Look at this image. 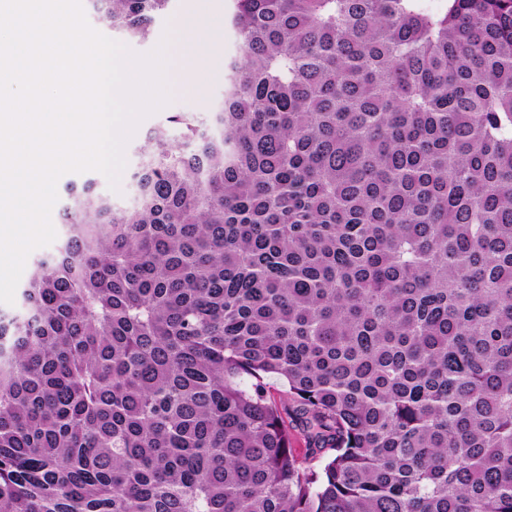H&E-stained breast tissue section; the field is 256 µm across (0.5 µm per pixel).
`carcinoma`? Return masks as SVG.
<instances>
[{
  "instance_id": "cac0c4a2",
  "label": "carcinoma",
  "mask_w": 512,
  "mask_h": 512,
  "mask_svg": "<svg viewBox=\"0 0 512 512\" xmlns=\"http://www.w3.org/2000/svg\"><path fill=\"white\" fill-rule=\"evenodd\" d=\"M230 2L209 123L0 312V512H512V0ZM288 426H289L290 432L292 434L293 446H294L293 448H297V453L299 455V459L304 462V466H310L315 469L320 468L323 465V463L326 461V459L330 453L320 454V455H316V456H312V455L305 456L306 444H305V441L297 427V422L295 420H293L292 418L291 419L288 418Z\"/></svg>"
}]
</instances>
